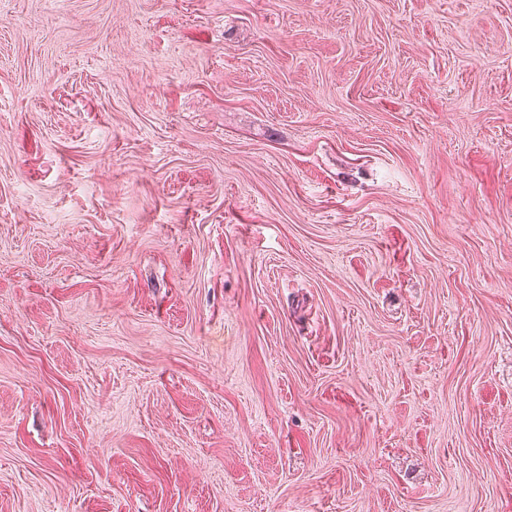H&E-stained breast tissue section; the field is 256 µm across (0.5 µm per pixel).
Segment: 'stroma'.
I'll return each mask as SVG.
<instances>
[{"label":"stroma","instance_id":"1","mask_svg":"<svg viewBox=\"0 0 512 512\" xmlns=\"http://www.w3.org/2000/svg\"><path fill=\"white\" fill-rule=\"evenodd\" d=\"M0 512H512V0H0Z\"/></svg>","mask_w":512,"mask_h":512}]
</instances>
